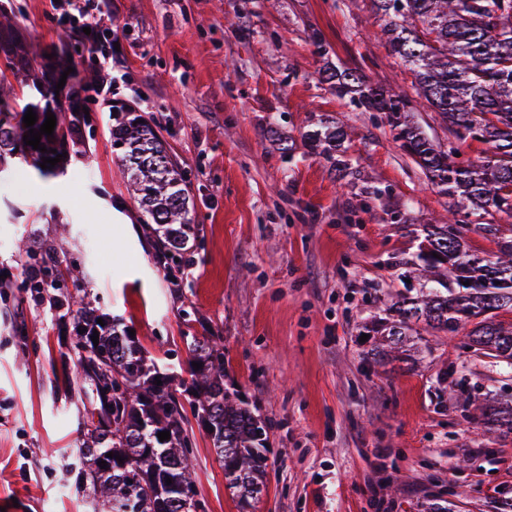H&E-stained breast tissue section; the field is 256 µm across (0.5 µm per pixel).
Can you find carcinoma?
Wrapping results in <instances>:
<instances>
[{
	"label": "carcinoma",
	"instance_id": "1",
	"mask_svg": "<svg viewBox=\"0 0 512 512\" xmlns=\"http://www.w3.org/2000/svg\"><path fill=\"white\" fill-rule=\"evenodd\" d=\"M381 17L380 40L412 72L416 102L440 113L458 140L480 141L495 151L482 164H463L456 151L428 140L413 120L411 100L381 84L370 82L360 70L335 67L326 80L339 95L352 98L365 110L383 114L401 149L409 155L438 191L469 209L467 215L512 213V0H372ZM10 3L0 4V55L18 61L14 80L21 89L0 79V165L24 164L43 176L52 167H40L56 141L81 142L80 127L54 112L53 136L41 135L46 151L31 149L23 141L29 128L23 123L39 102L31 88L54 78L42 59L30 55L24 36L13 22ZM73 97L69 111H85L82 92L88 78L79 71L67 75ZM110 114L112 148L129 184L134 188L146 223L163 235L162 259H175L189 237L195 235L183 173L154 128L127 104L113 106ZM347 130L336 123L307 132L311 145L338 173L347 169L340 151ZM470 225L451 212L446 224H431L427 246L413 266V277L438 284L414 297L395 303V320L387 339L371 349V360L386 364L385 348L404 346L413 326L429 333L463 336L468 348L512 367V324L496 319V311L512 306V226L498 227L497 251L488 257L470 252ZM42 278L71 280L79 287L80 267L66 272L41 260ZM49 301L64 310L60 319L72 321L71 350L80 393L92 394L97 422L78 440L75 466L62 472L68 485L90 490L94 512H180L171 495L182 485H197L193 464L191 407L207 421L213 450L224 469L226 487L237 499L239 512H255L266 486L270 451L269 425L236 392L224 388V340L219 336H185L190 361L189 386L179 397L147 362L141 346L106 315L84 306L68 287L55 288ZM103 323H97L98 319ZM99 333V343L91 340ZM161 380L162 385L154 384ZM122 386L107 394L109 383ZM462 405L472 406L475 418L512 433V406L503 408L497 394L487 390L476 396L460 391ZM170 432L161 442L158 433ZM114 454L110 458L107 453ZM123 461H118L116 456ZM104 461L107 467H99ZM172 483H167V480Z\"/></svg>",
	"mask_w": 512,
	"mask_h": 512
}]
</instances>
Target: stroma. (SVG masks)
I'll return each instance as SVG.
<instances>
[{
  "label": "stroma",
  "mask_w": 512,
  "mask_h": 512,
  "mask_svg": "<svg viewBox=\"0 0 512 512\" xmlns=\"http://www.w3.org/2000/svg\"><path fill=\"white\" fill-rule=\"evenodd\" d=\"M35 50L95 75L85 34L51 0H13ZM114 101L151 121L180 165L198 236L170 275L112 152L109 106L89 87L87 155L64 173L0 176V507L93 512L60 484L92 406L74 395L71 324L27 288L28 259L79 265L89 305L120 318L147 356L187 378L184 335L224 339V383L270 425L256 512H512V433L472 421L450 371L512 400V368L417 335L404 369L374 365L404 270L448 199L378 113L324 81L325 60L409 95L379 46L371 0H108ZM344 124L349 166L331 172L304 136ZM279 136L271 138L270 125ZM195 467L205 512H239L204 431Z\"/></svg>",
  "instance_id": "1"
}]
</instances>
